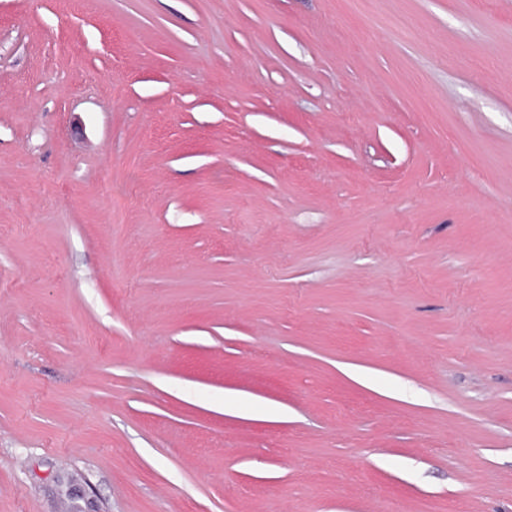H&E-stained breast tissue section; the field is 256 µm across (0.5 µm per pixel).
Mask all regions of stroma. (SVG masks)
<instances>
[{
    "mask_svg": "<svg viewBox=\"0 0 512 512\" xmlns=\"http://www.w3.org/2000/svg\"><path fill=\"white\" fill-rule=\"evenodd\" d=\"M0 512H512V0H0Z\"/></svg>",
    "mask_w": 512,
    "mask_h": 512,
    "instance_id": "1",
    "label": "stroma"
}]
</instances>
